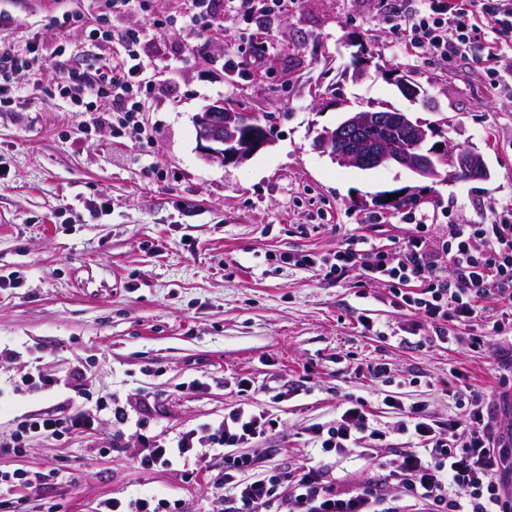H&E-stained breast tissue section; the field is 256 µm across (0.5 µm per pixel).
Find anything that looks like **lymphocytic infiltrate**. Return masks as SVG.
Instances as JSON below:
<instances>
[{"label":"lymphocytic infiltrate","instance_id":"obj_1","mask_svg":"<svg viewBox=\"0 0 512 512\" xmlns=\"http://www.w3.org/2000/svg\"><path fill=\"white\" fill-rule=\"evenodd\" d=\"M256 1L192 0L191 14L170 18L168 24L177 33L192 34L201 20L213 19L217 8L246 18L259 9ZM388 22L397 52L414 55L426 48L445 61L479 58L492 89L503 88L499 63L506 49L497 37L512 31V0H415L413 9L391 11ZM123 42L121 71L109 81L88 67L56 85L59 96L73 103L110 94L121 105L112 123L117 132L140 129L144 106L139 31L126 33ZM362 243L352 238L332 257L305 255L299 263L320 266L336 279L353 271L389 288L400 306L420 315L443 343L449 340L448 323L478 317L481 300L512 298V208L489 224L449 225L439 240L419 224L394 249H366ZM455 404L456 414L444 423L421 407L405 412L398 429L418 445L393 463L387 475L394 488L390 494L375 484L337 490L335 476L324 466L248 477L247 447L276 427L248 402L236 404L203 430L148 443L137 462L149 468L199 464L209 454L223 457L224 512H401L405 501L414 502L417 512H512V427L497 423L494 406L482 393L456 394ZM94 427V414L79 406L63 417L26 418L18 422L11 441L0 442V454L19 451L33 433L61 436ZM312 434L323 452L343 455L366 441L385 442L389 430L371 422L364 401L348 397L335 426L313 428Z\"/></svg>","mask_w":512,"mask_h":512}]
</instances>
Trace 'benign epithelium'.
Returning <instances> with one entry per match:
<instances>
[{"label":"benign epithelium","mask_w":512,"mask_h":512,"mask_svg":"<svg viewBox=\"0 0 512 512\" xmlns=\"http://www.w3.org/2000/svg\"><path fill=\"white\" fill-rule=\"evenodd\" d=\"M400 93L415 101L420 90L400 73L390 75ZM201 156L223 165L241 163L271 145L272 139L265 127L258 124L246 127L241 113L211 105L198 113L194 120ZM374 124L402 127L409 132V141L388 140L370 143L361 137L364 128ZM428 130L409 113L400 110L374 108L347 113L333 129H325L313 140L314 148L342 167L360 169L384 165L404 167L425 180L450 181L484 178L488 171L483 157L473 150L458 152L447 148L427 150L424 144Z\"/></svg>","instance_id":"1"}]
</instances>
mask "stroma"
<instances>
[{"label":"stroma","mask_w":512,"mask_h":512,"mask_svg":"<svg viewBox=\"0 0 512 512\" xmlns=\"http://www.w3.org/2000/svg\"><path fill=\"white\" fill-rule=\"evenodd\" d=\"M392 4L287 0L260 22L221 13L184 38L158 22L187 14L191 0H150L145 12L103 0H0V42L36 39L40 56L18 77L20 99L0 106V275L15 279L0 287V438L21 417L69 413L76 368L84 408L111 397L139 420L118 433L98 411L96 430L33 437L23 453L0 456V469L34 480L1 495L0 512H97L106 499L139 493L221 512L223 459L188 482L164 467L141 469L135 457L144 439L222 417L243 380L244 396L277 422L249 450L252 475L331 463L349 488L384 479L411 445L385 397L442 421L456 412L453 392L498 390L512 340L491 335L483 319L449 324L457 341L442 344L388 288L295 263L331 256L353 236L388 250L413 225L436 237L512 207V95L491 92L481 61L394 55L384 21ZM66 13L79 21L62 24ZM103 26L115 41H90ZM129 29L143 33L138 51L151 79L147 134L117 138L111 100L90 121L54 84L90 58L109 77ZM238 44L250 51L239 74L225 76L224 52ZM360 51L370 67L358 79L350 63ZM385 68L404 71L424 97L404 98ZM218 102L258 119L271 145L238 164L203 160L194 118ZM379 103L443 122L445 143L482 154L489 179L341 167L314 149L317 132L344 112ZM401 188L414 205H372ZM471 336L483 337L480 349H468ZM377 362L387 376H370ZM40 371L57 379L53 392L24 385ZM195 380L200 389H190ZM348 396L391 428L388 446L340 458L316 448L311 427L333 423Z\"/></svg>","instance_id":"obj_1"}]
</instances>
